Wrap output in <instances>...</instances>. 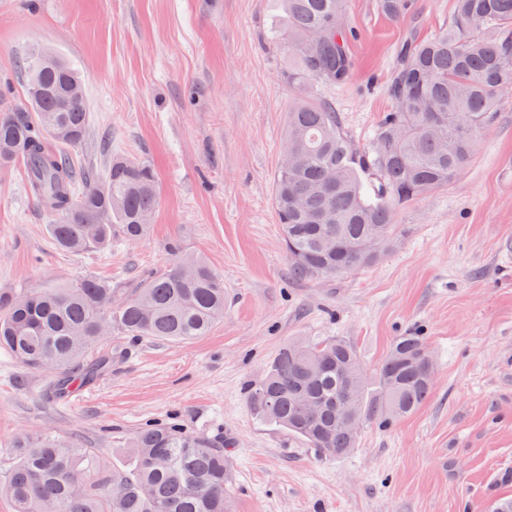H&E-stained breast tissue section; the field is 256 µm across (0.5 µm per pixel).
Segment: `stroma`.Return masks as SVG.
Listing matches in <instances>:
<instances>
[{
	"mask_svg": "<svg viewBox=\"0 0 512 512\" xmlns=\"http://www.w3.org/2000/svg\"><path fill=\"white\" fill-rule=\"evenodd\" d=\"M454 0H413L392 19L348 0L353 73L320 85L353 140L369 146L391 101L396 45L434 35ZM277 0H0V110L24 102L23 61L54 49L79 70L90 108L67 147L79 169L113 153L146 162L158 203L147 238L78 253L56 247L53 217L23 164L0 170V289L87 277L120 295L165 269L169 248L224 277V315L186 344L118 333L112 369L82 398L0 351V473L23 432H54L122 465L144 425L177 419L233 443L232 512H483L512 497V94L479 152L447 187L400 209L399 235L345 276L296 281L272 196L296 62L277 40ZM425 336L434 389L413 415L368 426L348 456L317 458L253 413L247 388L296 339L340 337L373 372L396 336Z\"/></svg>",
	"mask_w": 512,
	"mask_h": 512,
	"instance_id": "stroma-1",
	"label": "stroma"
}]
</instances>
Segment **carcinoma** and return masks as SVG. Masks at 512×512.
<instances>
[{
	"label": "carcinoma",
	"instance_id": "carcinoma-1",
	"mask_svg": "<svg viewBox=\"0 0 512 512\" xmlns=\"http://www.w3.org/2000/svg\"><path fill=\"white\" fill-rule=\"evenodd\" d=\"M280 39L297 57L288 82L301 87L288 106L285 152L273 201L298 280H320L370 265L359 246L370 238L392 245L398 210L446 187L479 150L512 91V0H454L447 24L430 39L409 38L395 50L387 94L392 103L373 144L358 146L333 107L312 85L352 75L347 0H278ZM410 0H381L392 19ZM47 49L27 54V104L0 113V167L23 162L27 188L54 217L50 237L64 251L136 243L157 204L156 175L141 161L114 154L104 173L77 172L63 145L89 127L85 96L59 92L79 72ZM60 148L53 149L49 142ZM224 315V278L204 259L174 254L166 269L116 301L112 283L85 278L25 293L0 291V349L21 365L54 374L64 397L112 368L98 352L101 324L135 343L156 338L187 343L207 335ZM426 338L394 339L372 376L341 338L293 340L270 361L248 400L265 422L300 439L320 459L351 454L368 424L388 427L418 411L434 386L423 354ZM347 408L354 421H340ZM12 466L0 478L15 512H230L234 480L224 439L176 423L147 424L130 439L123 469L104 465L92 448L51 433L23 434Z\"/></svg>",
	"mask_w": 512,
	"mask_h": 512
}]
</instances>
